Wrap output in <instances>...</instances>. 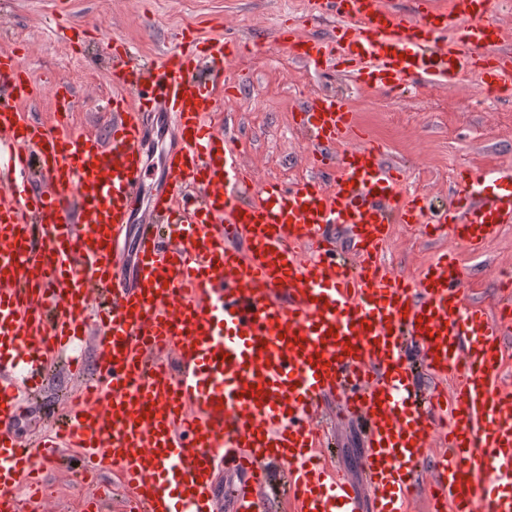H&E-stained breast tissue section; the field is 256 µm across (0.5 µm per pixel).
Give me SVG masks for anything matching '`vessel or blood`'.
<instances>
[{"instance_id":"obj_1","label":"vessel or blood","mask_w":512,"mask_h":512,"mask_svg":"<svg viewBox=\"0 0 512 512\" xmlns=\"http://www.w3.org/2000/svg\"><path fill=\"white\" fill-rule=\"evenodd\" d=\"M316 8L339 19L335 38H278L307 65L390 90L407 78L445 87L465 75L512 86V55L494 50L490 0H415L409 16L383 0ZM236 45L191 41L144 75L116 49L115 81L146 86L137 105L114 98L105 141L27 120L20 104L32 91L18 61L0 58L16 74L0 90V512H16L20 478L31 479L52 442L25 444L12 430L20 388L45 380L94 315V377L54 440L87 450L79 470L119 467L137 512H215L224 469L242 477L233 512H260L255 491L270 462L284 467L299 512H359L354 487L326 483L313 454L308 418L331 393L367 428L374 512H404L443 408L453 427L433 512H512V397L498 388L512 311L492 318L466 304L465 273L448 256L414 282L378 260L396 223L448 226L482 250L512 224V168L460 175L441 208L423 196L400 203L397 169L365 141L345 97L314 94L299 126L317 169L334 166L331 190L269 183L248 193L232 132L206 122L230 95ZM150 117L177 145L164 155V187L147 197ZM337 145L342 153L330 158ZM35 167L38 190L28 187ZM134 222L129 270L116 252ZM328 224L345 229V247ZM302 244L309 259L298 256ZM411 342L430 373L458 376L450 401L437 391L420 398ZM30 490L39 494L38 482Z\"/></svg>"}]
</instances>
